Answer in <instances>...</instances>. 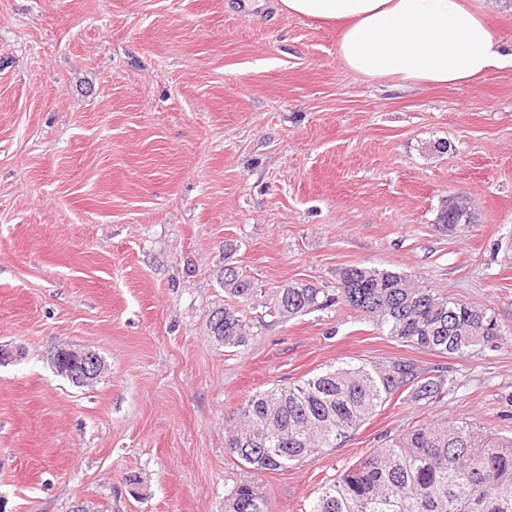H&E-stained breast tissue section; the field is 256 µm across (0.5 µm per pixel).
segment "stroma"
<instances>
[{
    "label": "stroma",
    "mask_w": 512,
    "mask_h": 512,
    "mask_svg": "<svg viewBox=\"0 0 512 512\" xmlns=\"http://www.w3.org/2000/svg\"><path fill=\"white\" fill-rule=\"evenodd\" d=\"M341 23L280 0H0V512H224L241 484L306 512L324 482L425 422L512 435V65L459 86L369 80ZM474 222L439 232L449 196ZM491 310L496 348L434 355L342 304L211 335L225 266L336 292L349 265ZM57 348L96 351L78 387ZM412 360L454 386L388 401L340 447L270 473L224 448L251 394L331 365Z\"/></svg>",
    "instance_id": "35a3bbf8"
}]
</instances>
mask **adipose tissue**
Instances as JSON below:
<instances>
[{"mask_svg": "<svg viewBox=\"0 0 512 512\" xmlns=\"http://www.w3.org/2000/svg\"><path fill=\"white\" fill-rule=\"evenodd\" d=\"M291 15L342 20L336 54L367 79L409 87L461 85L506 60L468 0H281Z\"/></svg>", "mask_w": 512, "mask_h": 512, "instance_id": "obj_1", "label": "adipose tissue"}]
</instances>
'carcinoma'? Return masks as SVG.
<instances>
[{"label": "carcinoma", "instance_id": "obj_1", "mask_svg": "<svg viewBox=\"0 0 512 512\" xmlns=\"http://www.w3.org/2000/svg\"><path fill=\"white\" fill-rule=\"evenodd\" d=\"M471 223L464 206H444L437 218L444 233ZM336 282V299L405 346L466 357L495 347L499 338L497 318L488 310L438 294L402 272L350 265L336 272ZM222 284L233 302L215 310L210 333L226 348L244 347L254 323L239 306L255 302L262 289L232 267L224 268ZM328 301L322 289L293 282L272 291L268 308L288 320ZM452 388L450 378L427 376L405 358L382 366H330L250 395L225 448L256 470H286L337 447L400 391L430 403ZM224 512L270 510L242 484L224 499ZM307 512H512V437L465 418L421 423L325 483Z\"/></svg>", "mask_w": 512, "mask_h": 512}]
</instances>
